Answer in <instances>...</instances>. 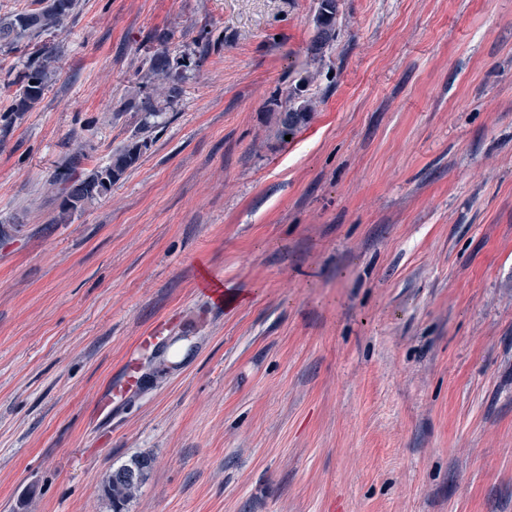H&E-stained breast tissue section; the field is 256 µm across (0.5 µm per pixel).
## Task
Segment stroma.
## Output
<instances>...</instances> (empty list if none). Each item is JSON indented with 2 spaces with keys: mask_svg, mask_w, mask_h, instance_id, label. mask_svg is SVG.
<instances>
[{
  "mask_svg": "<svg viewBox=\"0 0 512 512\" xmlns=\"http://www.w3.org/2000/svg\"><path fill=\"white\" fill-rule=\"evenodd\" d=\"M77 0L0 47V512H512V0ZM182 93L111 192L48 183ZM216 44L207 56L202 32ZM56 56L32 110L28 60ZM309 123L281 139L300 77ZM239 299L218 307L203 278ZM141 389L101 388L137 336ZM337 0H320L316 15V37L314 50L318 54L324 46L336 36V5ZM146 63L148 65L146 76L150 79L157 78L162 80L161 87H155L157 96H162L169 100L176 98L182 93V88L174 73L178 68L179 62L171 58L167 48L149 57ZM162 337L154 330H147L141 336H137L133 349L125 357L120 374L112 379L97 398L96 411L100 416L110 417L124 397L142 386L138 356L141 351L158 346ZM152 466L153 460L149 456L139 455L108 474L103 489L112 512H126L129 502L146 482Z\"/></svg>",
  "mask_w": 512,
  "mask_h": 512,
  "instance_id": "obj_1",
  "label": "stroma"
}]
</instances>
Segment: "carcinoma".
<instances>
[{"instance_id":"obj_1","label":"carcinoma","mask_w":512,"mask_h":512,"mask_svg":"<svg viewBox=\"0 0 512 512\" xmlns=\"http://www.w3.org/2000/svg\"><path fill=\"white\" fill-rule=\"evenodd\" d=\"M337 0H320L316 15L315 53L336 36ZM43 7L25 9L0 20V46L16 43L22 38L46 32L58 27L75 7L74 0H39ZM55 58L45 54L28 62L22 79L20 98L16 111L22 112L37 103L47 89L54 73ZM179 62L172 59L168 49L155 53L147 60L148 78L162 80L155 88L157 95L169 100L182 93L175 70ZM144 114L142 128L160 125L162 117L156 99L148 97L138 104ZM312 116L311 102L304 94L302 86H296L288 95V108L282 113L280 135H295L305 127ZM148 147V141L141 136H133L126 143L112 151L108 161L84 176H75L73 171L81 163L85 154H73L63 170L56 173L51 186H62L59 220L81 209L85 204L107 195L125 172L133 167ZM153 466V460L146 455L134 456L127 463L112 470L104 480L103 489L111 512H126L129 502L146 482Z\"/></svg>"}]
</instances>
